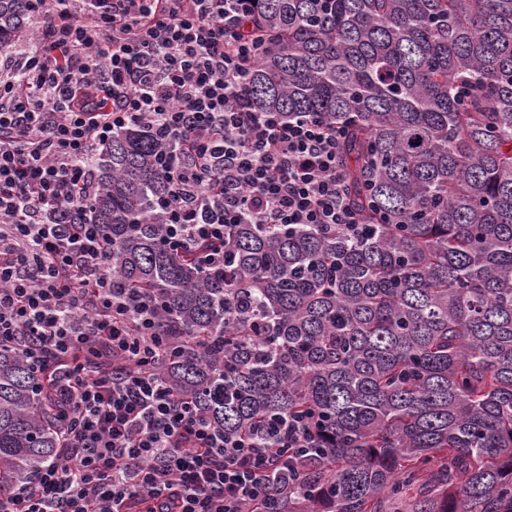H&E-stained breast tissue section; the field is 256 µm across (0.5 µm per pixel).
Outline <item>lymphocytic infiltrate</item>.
Masks as SVG:
<instances>
[{
	"label": "lymphocytic infiltrate",
	"instance_id": "1",
	"mask_svg": "<svg viewBox=\"0 0 512 512\" xmlns=\"http://www.w3.org/2000/svg\"><path fill=\"white\" fill-rule=\"evenodd\" d=\"M37 2L35 41L0 55V348L46 372L64 426L0 512H262L311 440L283 421L258 448L206 424L160 373L155 304L113 290L100 226L53 215L91 193V147L143 122L173 145L168 243L220 268L238 224L359 226L343 131L251 103L269 39L245 0Z\"/></svg>",
	"mask_w": 512,
	"mask_h": 512
}]
</instances>
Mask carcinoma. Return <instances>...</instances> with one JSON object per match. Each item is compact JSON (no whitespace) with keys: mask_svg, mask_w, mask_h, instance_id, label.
I'll list each match as a JSON object with an SVG mask.
<instances>
[{"mask_svg":"<svg viewBox=\"0 0 512 512\" xmlns=\"http://www.w3.org/2000/svg\"><path fill=\"white\" fill-rule=\"evenodd\" d=\"M272 46L250 100L344 131L353 234L238 224L224 269L169 246L144 125L98 189L112 287L159 300L165 382L229 438L298 422L274 512H512V0H248ZM27 0H0V48ZM41 374L0 349V490L60 455Z\"/></svg>","mask_w":512,"mask_h":512,"instance_id":"1","label":"carcinoma"}]
</instances>
